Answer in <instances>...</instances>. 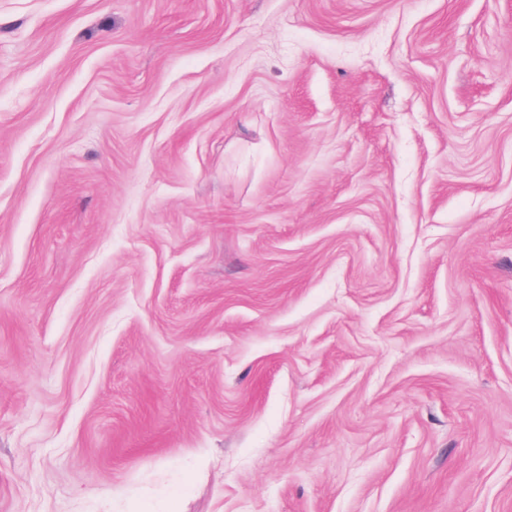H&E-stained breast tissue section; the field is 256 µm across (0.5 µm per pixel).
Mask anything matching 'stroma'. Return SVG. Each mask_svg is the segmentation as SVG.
I'll use <instances>...</instances> for the list:
<instances>
[{
  "instance_id": "1",
  "label": "stroma",
  "mask_w": 512,
  "mask_h": 512,
  "mask_svg": "<svg viewBox=\"0 0 512 512\" xmlns=\"http://www.w3.org/2000/svg\"><path fill=\"white\" fill-rule=\"evenodd\" d=\"M0 512H512V0H0Z\"/></svg>"
}]
</instances>
